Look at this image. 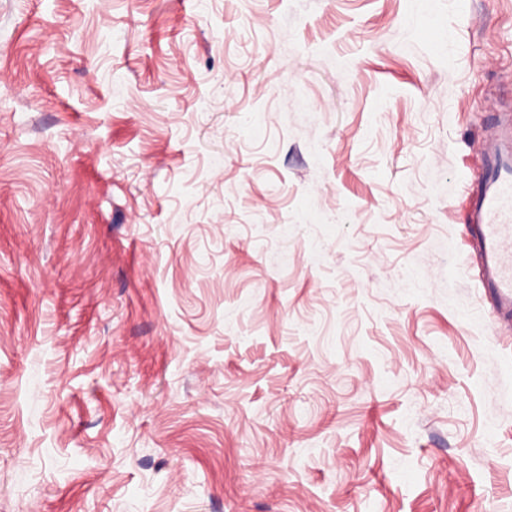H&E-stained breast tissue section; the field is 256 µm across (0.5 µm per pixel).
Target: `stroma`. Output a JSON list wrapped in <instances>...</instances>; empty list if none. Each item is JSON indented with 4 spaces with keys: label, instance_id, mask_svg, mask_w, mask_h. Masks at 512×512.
Here are the masks:
<instances>
[{
    "label": "stroma",
    "instance_id": "35a3bbf8",
    "mask_svg": "<svg viewBox=\"0 0 512 512\" xmlns=\"http://www.w3.org/2000/svg\"><path fill=\"white\" fill-rule=\"evenodd\" d=\"M511 111L512 0H0V512H512ZM502 134L486 154L478 191L467 211L481 258L480 282L498 318L512 316V117L498 120Z\"/></svg>",
    "mask_w": 512,
    "mask_h": 512
}]
</instances>
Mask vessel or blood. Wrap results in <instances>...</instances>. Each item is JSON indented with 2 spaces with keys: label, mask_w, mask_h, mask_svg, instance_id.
I'll return each instance as SVG.
<instances>
[{
  "label": "vessel or blood",
  "mask_w": 512,
  "mask_h": 512,
  "mask_svg": "<svg viewBox=\"0 0 512 512\" xmlns=\"http://www.w3.org/2000/svg\"><path fill=\"white\" fill-rule=\"evenodd\" d=\"M502 134L486 155L467 222L481 258L480 282L492 314L512 316V116L499 120Z\"/></svg>",
  "instance_id": "obj_1"
}]
</instances>
